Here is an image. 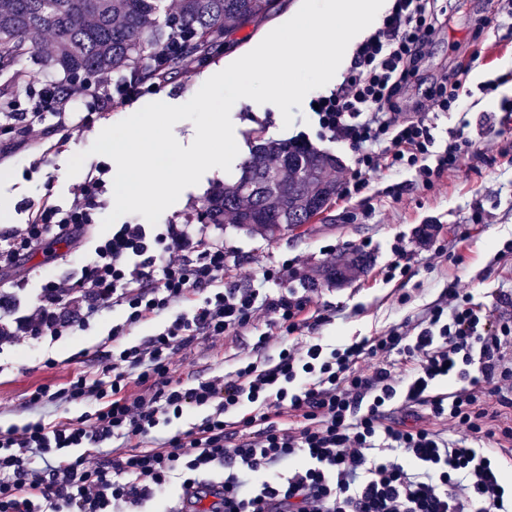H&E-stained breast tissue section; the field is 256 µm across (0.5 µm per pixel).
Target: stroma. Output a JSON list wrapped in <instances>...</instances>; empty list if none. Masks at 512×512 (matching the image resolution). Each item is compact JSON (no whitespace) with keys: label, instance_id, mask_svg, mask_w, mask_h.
<instances>
[{"label":"stroma","instance_id":"35a3bbf8","mask_svg":"<svg viewBox=\"0 0 512 512\" xmlns=\"http://www.w3.org/2000/svg\"><path fill=\"white\" fill-rule=\"evenodd\" d=\"M300 2L276 0L271 15L234 28L224 49L209 62L144 89L138 97L114 107L97 122L95 130L78 137L64 151L49 155L42 164H35L33 155L26 151L1 159L0 200L12 203L9 223H24L26 201L46 193L58 204L67 205L74 184L67 175L69 159L85 153L83 166L87 169L107 161L106 156L90 151L98 130L160 98L174 105L188 102L204 84L206 74L223 69L231 55L255 48ZM475 51L480 57L474 62L470 55ZM458 60L471 66L467 94L459 108L429 113L437 149L451 144L454 132L460 129L476 142L490 143L498 138L512 143V43L499 41L497 33L488 29L474 47L457 54L443 37L433 47L427 71L436 73ZM489 80L496 81L499 88L487 96L480 86ZM231 121L244 147L261 139L305 141L337 157L339 169L354 165V154L347 145L321 136L309 104L295 110L288 127L279 108L271 103L243 106L232 113ZM236 177L233 171L208 170L197 185L184 189L176 203L162 213L160 223H183L212 186L233 182ZM368 181L361 194L335 198L312 223L288 228L272 239L225 224L224 245L255 269L278 266L297 257L306 260L304 274L314 281L310 292L314 304L343 312L342 318L321 326L318 334L339 344L416 321L451 286L472 292L495 316L512 320V305L497 301L499 292L512 294V253L506 251L512 242V153L493 159L463 153L458 167L432 191L424 188L410 169L383 170L370 174ZM476 210L482 214L477 224L471 220ZM397 243L407 251V269L389 280L385 273L395 258L392 247ZM327 246L334 248L336 259L361 251L370 255L372 264L343 284L328 281L323 275L327 259L322 254ZM438 246L447 248V260H432ZM111 324L112 316L106 312L89 330L50 346L25 342L0 359V428L29 419L25 398L37 385L61 381L79 370L92 374L100 371V345ZM258 337V330L251 329L214 350L202 344L192 346L175 355L176 369L185 377L206 378L233 371L238 358L245 355L257 354L262 361L276 362V351L256 352ZM50 357L56 359V367H45Z\"/></svg>","mask_w":512,"mask_h":512}]
</instances>
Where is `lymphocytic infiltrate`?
I'll return each mask as SVG.
<instances>
[{"label":"lymphocytic infiltrate","instance_id":"1","mask_svg":"<svg viewBox=\"0 0 512 512\" xmlns=\"http://www.w3.org/2000/svg\"><path fill=\"white\" fill-rule=\"evenodd\" d=\"M448 26L438 0H394L359 42L336 88L317 98L325 135L348 145L356 166L343 197L371 171L415 169L433 188L473 143L463 132L443 151L427 115L460 103L467 66L425 81L433 41ZM135 88L99 72L72 97L46 83L27 102L0 104V156L46 158L88 132ZM106 166L74 185L68 206L27 201V219L0 230V354L22 341L59 340L122 311L102 344V373L79 372L35 387L29 407L90 401L93 413L59 415L0 430V512H142L170 487L171 512H512V321L492 318L452 288L422 318L341 348L314 332L330 314L291 287L302 260L262 269L259 286L228 287L240 269L220 224H116L97 230L107 203ZM85 256L26 297L27 264L47 244ZM278 285L271 293L270 285ZM162 321L140 343L129 329ZM263 322L257 347L269 365L239 359L234 371L184 380L174 357L201 340L236 336ZM404 357L396 375L390 357ZM451 381L448 392L436 386ZM206 416L160 437L191 408ZM425 408L439 428L395 425L396 410ZM240 419H229L232 411ZM465 429L453 439L449 430Z\"/></svg>","mask_w":512,"mask_h":512}]
</instances>
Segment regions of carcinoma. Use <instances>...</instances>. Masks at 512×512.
<instances>
[{"label":"carcinoma","instance_id":"cac0c4a2","mask_svg":"<svg viewBox=\"0 0 512 512\" xmlns=\"http://www.w3.org/2000/svg\"><path fill=\"white\" fill-rule=\"evenodd\" d=\"M274 0H0V99L17 85L58 79L60 90L80 74L110 70L137 87L205 62L224 46L227 24L244 26L268 15ZM54 36L53 51L35 44ZM177 50L164 54L169 36ZM336 159L298 142L263 141L231 184L216 185L203 200L206 224L229 216L250 232L273 237L284 226L307 224L336 197ZM368 264L359 255L330 275L346 279Z\"/></svg>","mask_w":512,"mask_h":512}]
</instances>
